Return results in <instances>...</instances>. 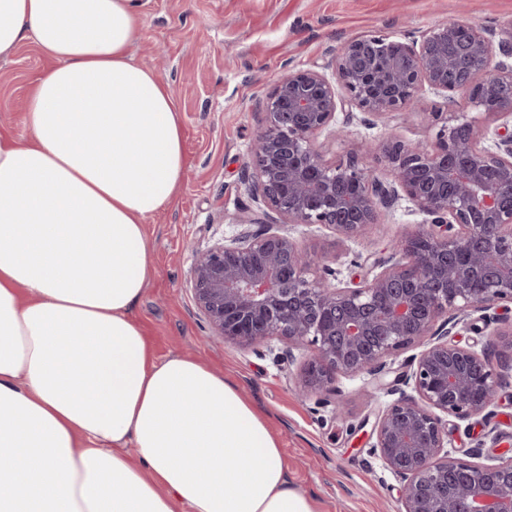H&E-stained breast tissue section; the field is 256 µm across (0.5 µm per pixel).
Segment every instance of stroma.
Returning a JSON list of instances; mask_svg holds the SVG:
<instances>
[{
	"label": "stroma",
	"mask_w": 512,
	"mask_h": 512,
	"mask_svg": "<svg viewBox=\"0 0 512 512\" xmlns=\"http://www.w3.org/2000/svg\"><path fill=\"white\" fill-rule=\"evenodd\" d=\"M461 16L499 32L512 26V0H148L131 48L134 62L155 71L174 97L186 162L178 196L145 222L155 274L132 315L155 357L196 356L237 385L278 435L291 485L319 512H399L400 484L372 450L373 429L420 349L388 358L378 372L337 376L330 397L304 394L299 364L288 360L281 341L242 348L210 336L190 285L194 253L236 234L251 216L243 162L261 127L255 104L289 70L323 65L354 37H417ZM50 64L31 42L0 60V136H25V102ZM417 96L419 105L371 125L337 113L344 135L323 132L313 143L333 163L364 140L434 142L441 124L431 115L448 106L426 87ZM429 222L404 197L379 210L359 236L341 239L320 224L291 225L290 236L315 267L332 268L346 282L387 257L395 238ZM457 319L452 341L499 362L502 347L480 314L468 310ZM501 374L493 406L464 421L448 418L451 455L487 463L512 448V366Z\"/></svg>",
	"instance_id": "stroma-1"
}]
</instances>
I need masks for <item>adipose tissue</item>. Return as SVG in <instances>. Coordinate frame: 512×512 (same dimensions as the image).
Instances as JSON below:
<instances>
[{
  "instance_id": "adipose-tissue-1",
  "label": "adipose tissue",
  "mask_w": 512,
  "mask_h": 512,
  "mask_svg": "<svg viewBox=\"0 0 512 512\" xmlns=\"http://www.w3.org/2000/svg\"><path fill=\"white\" fill-rule=\"evenodd\" d=\"M142 0H0V57L54 64L0 138V512H315L278 438L131 317L144 222L184 179L165 84L135 63Z\"/></svg>"
}]
</instances>
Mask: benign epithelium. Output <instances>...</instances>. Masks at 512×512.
Returning a JSON list of instances; mask_svg holds the SVG:
<instances>
[{"mask_svg": "<svg viewBox=\"0 0 512 512\" xmlns=\"http://www.w3.org/2000/svg\"><path fill=\"white\" fill-rule=\"evenodd\" d=\"M512 34L494 40L480 23L455 19L421 39L365 35L345 42L319 68L279 80L259 102L261 130L244 179L257 205L245 229L194 255L191 289L211 333L251 348L279 338L312 348L300 371L308 394L328 395L338 374L372 372L416 344L405 383L374 427L373 451L400 481L401 512H512V455L491 464L446 451L443 416L467 419L498 399L491 360L448 342L450 313H512ZM428 86L456 106L502 120L489 137L453 112L434 144L368 142L391 179L359 162L358 150L329 163L314 136L355 107L382 117ZM405 195L431 224L392 241L391 263L338 286L309 278L311 260L292 224H322L342 238L364 232L377 208Z\"/></svg>", "mask_w": 512, "mask_h": 512, "instance_id": "1", "label": "benign epithelium"}]
</instances>
